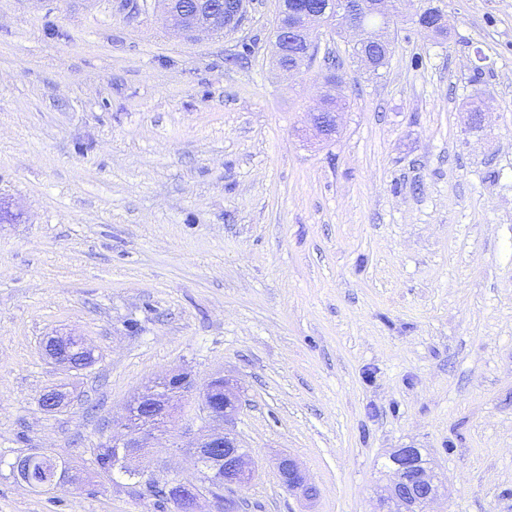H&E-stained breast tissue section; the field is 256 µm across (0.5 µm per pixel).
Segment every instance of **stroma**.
Segmentation results:
<instances>
[{
	"mask_svg": "<svg viewBox=\"0 0 512 512\" xmlns=\"http://www.w3.org/2000/svg\"><path fill=\"white\" fill-rule=\"evenodd\" d=\"M431 4L447 37L401 0L379 71L322 29L287 73L276 0L191 38L119 0H0V512H160L93 450L178 370L241 389L239 512H375L398 448L443 483L432 512H512V0ZM331 65L350 106L326 140ZM66 334L91 366L47 357ZM204 431L155 433L141 467L194 479ZM34 450L66 462L54 490L13 471ZM275 460L279 477L289 490L300 492L306 497L315 494V486L294 458L290 455H280Z\"/></svg>",
	"mask_w": 512,
	"mask_h": 512,
	"instance_id": "obj_1",
	"label": "stroma"
}]
</instances>
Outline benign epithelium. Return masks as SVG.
Segmentation results:
<instances>
[{
	"instance_id": "benign-epithelium-1",
	"label": "benign epithelium",
	"mask_w": 512,
	"mask_h": 512,
	"mask_svg": "<svg viewBox=\"0 0 512 512\" xmlns=\"http://www.w3.org/2000/svg\"><path fill=\"white\" fill-rule=\"evenodd\" d=\"M247 0H226L223 13L204 11L196 8L192 13L171 11L166 21L182 33L195 36L202 33L214 34L218 29L231 28L245 17ZM397 13L395 0H326L321 10H305L300 13L301 23L292 29L279 31L276 35L277 54L286 52L292 41L314 46L311 31L320 26L335 24L341 18L357 34L353 47L358 49L359 58L371 70L379 68L376 58L368 53L366 47L371 44H383L393 25ZM375 17L380 25L371 28L366 19ZM314 126L323 137L329 139L338 130L337 113L325 112L318 108L313 113ZM76 342V347L94 359V352L77 336H52L45 347L53 345L68 346ZM242 410V400L237 390L222 375L212 376L198 383L191 374L184 371L169 373L157 381L151 382L145 390L134 396L126 406L123 420L113 423L112 446L116 448H146L154 433L162 430V423L185 416L199 418L206 424H218L220 429L211 430L194 443V447L206 452V456L224 465V502L221 509L230 512L232 505L238 503L235 488L253 481L255 469L253 451L241 446L233 433V424ZM399 462L397 480L389 486L385 496L390 503L379 502L378 512H390L388 505H398V512H428V506L440 494V486L434 481L431 471L421 469L414 456V449H398ZM276 468L282 483L292 491L306 497L315 494V486L297 461L288 456L276 458ZM148 489L157 487L165 494L171 488L189 497L190 504H180V512H201L200 479L177 480L160 479L154 473H140Z\"/></svg>"
}]
</instances>
